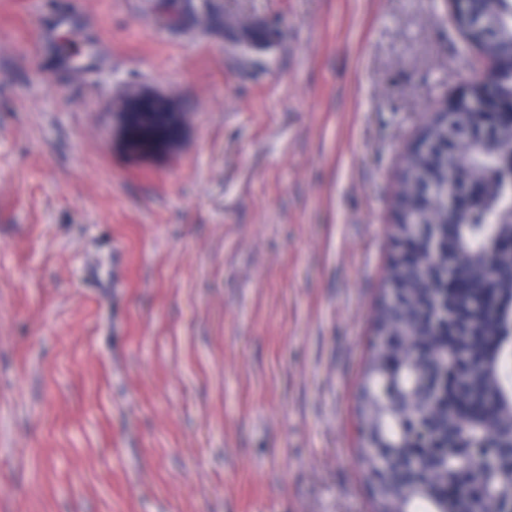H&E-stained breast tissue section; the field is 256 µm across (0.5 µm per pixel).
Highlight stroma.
I'll return each mask as SVG.
<instances>
[{"instance_id": "1", "label": "stroma", "mask_w": 512, "mask_h": 512, "mask_svg": "<svg viewBox=\"0 0 512 512\" xmlns=\"http://www.w3.org/2000/svg\"><path fill=\"white\" fill-rule=\"evenodd\" d=\"M157 3L0 0V512H369L400 165L477 54L446 0ZM136 88L171 148L128 150ZM152 104H161L169 109L170 112L166 113V116L169 120L170 127L172 130V136L161 142H155L152 145L145 147L143 149H139L137 152H151V151H157L161 147L167 145L168 143L174 141L179 133L181 128V120H180V114L175 109L174 106H172L167 99L162 98L158 95H155L151 92L144 91V90H138L129 93L125 98V105L121 109L120 112H118V117L120 120V123L123 127V130L126 135V141L131 142V135L133 128L136 125L135 119L137 116V109L142 106L152 105Z\"/></svg>"}]
</instances>
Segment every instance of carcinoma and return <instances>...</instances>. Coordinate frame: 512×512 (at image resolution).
I'll return each mask as SVG.
<instances>
[{"mask_svg": "<svg viewBox=\"0 0 512 512\" xmlns=\"http://www.w3.org/2000/svg\"><path fill=\"white\" fill-rule=\"evenodd\" d=\"M473 16L491 38L486 52L512 51V0H474ZM138 128L151 140L170 130L159 112H143ZM433 151L415 156L400 176L401 223L396 242L412 252H392L374 314V339L358 398L364 476L374 512H502L512 494V169L493 150L453 145L448 127L429 121ZM481 181L485 190L462 214H448L442 189L448 176ZM439 188L420 198L419 184ZM434 226L448 249L431 253L411 238L416 224ZM457 290L447 293L448 271ZM422 418L448 454L420 448L412 433ZM497 448L475 483L464 448L486 439Z\"/></svg>", "mask_w": 512, "mask_h": 512, "instance_id": "obj_1", "label": "carcinoma"}]
</instances>
